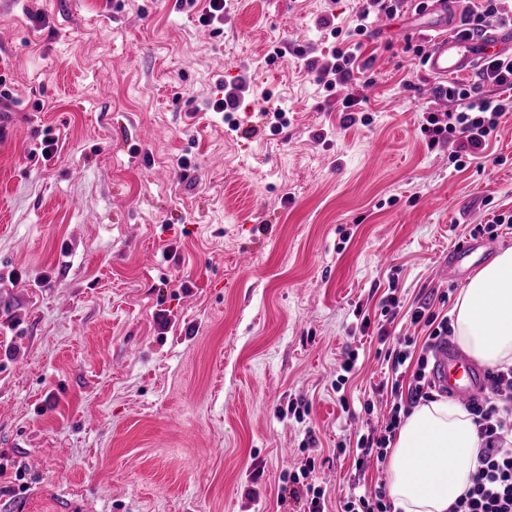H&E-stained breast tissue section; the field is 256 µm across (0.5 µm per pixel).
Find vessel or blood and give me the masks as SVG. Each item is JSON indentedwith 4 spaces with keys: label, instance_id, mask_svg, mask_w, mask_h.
Listing matches in <instances>:
<instances>
[{
    "label": "vessel or blood",
    "instance_id": "vessel-or-blood-1",
    "mask_svg": "<svg viewBox=\"0 0 512 512\" xmlns=\"http://www.w3.org/2000/svg\"><path fill=\"white\" fill-rule=\"evenodd\" d=\"M444 8L443 0H432L429 6L438 19L436 35L423 61L429 79L445 81L468 75L485 57L498 55L504 41L512 42V25L494 28L481 40L448 32ZM433 378L451 396L467 399L475 393L483 375L462 354L444 344L435 353Z\"/></svg>",
    "mask_w": 512,
    "mask_h": 512
}]
</instances>
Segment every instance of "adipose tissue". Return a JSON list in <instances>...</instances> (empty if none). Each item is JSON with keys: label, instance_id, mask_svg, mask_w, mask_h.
<instances>
[{"label": "adipose tissue", "instance_id": "obj_1", "mask_svg": "<svg viewBox=\"0 0 512 512\" xmlns=\"http://www.w3.org/2000/svg\"><path fill=\"white\" fill-rule=\"evenodd\" d=\"M458 344L486 366L512 361V248L461 288L453 308ZM480 442L470 416L447 399L419 405L403 421L388 461L396 512H448L470 485Z\"/></svg>", "mask_w": 512, "mask_h": 512}]
</instances>
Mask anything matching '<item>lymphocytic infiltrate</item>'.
<instances>
[{
    "instance_id": "1",
    "label": "lymphocytic infiltrate",
    "mask_w": 512,
    "mask_h": 512,
    "mask_svg": "<svg viewBox=\"0 0 512 512\" xmlns=\"http://www.w3.org/2000/svg\"><path fill=\"white\" fill-rule=\"evenodd\" d=\"M463 31L474 37L484 36L489 27L503 22L500 0H461ZM336 46L332 61L316 75L317 85L331 94L337 85L351 83L359 55L356 49H340L343 30L331 27ZM474 85L448 84L441 91L457 102L456 111L445 116L429 115L421 131L428 147L444 143L458 135L460 150L455 160L474 159L486 145L499 118L512 112V58L495 56L484 59ZM496 88L493 97L480 94L482 83ZM412 324L429 327L423 346L412 337L391 338L387 328H379L377 340L386 349L387 377L380 391L389 392L392 402L384 428L368 429L356 436V468L364 470L368 460L385 462L403 414L420 401L431 399L435 384L429 357L453 332L448 317L435 314L430 304L422 303L409 310ZM464 408L476 426L481 449L471 485L448 509V512H512V364L499 365L487 375L482 396L469 400Z\"/></svg>"
}]
</instances>
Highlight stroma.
Returning a JSON list of instances; mask_svg holds the SVG:
<instances>
[{
	"label": "stroma",
	"mask_w": 512,
	"mask_h": 512,
	"mask_svg": "<svg viewBox=\"0 0 512 512\" xmlns=\"http://www.w3.org/2000/svg\"><path fill=\"white\" fill-rule=\"evenodd\" d=\"M355 12L225 0L204 38L176 0H0V512H300L309 456L337 512L356 430L388 415L357 417L385 370L359 313L394 288L451 314L449 250L512 216V112L461 170L420 130L456 108L412 51L432 16L364 37L372 121L344 124L350 86L315 74ZM236 85L234 131L204 104ZM359 353L353 350L347 353L336 370V399L343 410H349L346 386L358 370Z\"/></svg>",
	"instance_id": "35a3bbf8"
}]
</instances>
